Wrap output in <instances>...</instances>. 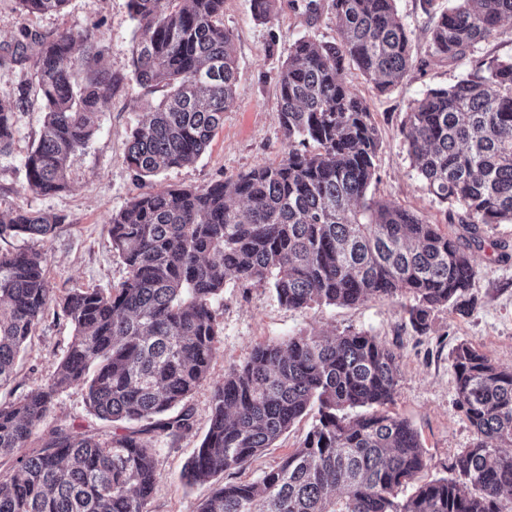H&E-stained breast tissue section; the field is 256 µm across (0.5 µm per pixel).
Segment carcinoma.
Masks as SVG:
<instances>
[{
  "instance_id": "obj_1",
  "label": "carcinoma",
  "mask_w": 512,
  "mask_h": 512,
  "mask_svg": "<svg viewBox=\"0 0 512 512\" xmlns=\"http://www.w3.org/2000/svg\"><path fill=\"white\" fill-rule=\"evenodd\" d=\"M68 0H19L22 10H61ZM138 38L133 77L168 88L133 130L126 162L136 181L182 166L209 146L233 104L236 66L224 0H130ZM395 0H335L341 44L301 38L278 74L277 120L286 141L277 164H260L204 188L173 187L133 197L112 216V250L127 269L116 288L74 289L57 298L45 258L0 252V386L46 308L57 302L74 335L37 390L0 404V512H150L154 442L193 429L189 399L207 379L219 338L212 301L231 276L267 285L283 306H356L414 298L418 332L432 313L467 312L462 297L478 271L470 248L416 213L370 193L380 136L366 100L347 82L353 64L375 87H395L412 67L411 42ZM512 0H454L429 30L432 52L457 62L502 22ZM85 52L74 55L76 43ZM97 27L38 35L23 27L0 54L10 72L34 60L35 93L19 85L0 104V153L13 138V109L39 105L43 131L24 161L31 190L67 187V164L97 129L100 104L123 81L101 65ZM401 133L427 190L458 207L473 245L482 224L512 223V58H482L456 83L416 100ZM56 221L17 210L4 236H42ZM456 407L473 428L451 476L398 498L427 467L420 438L384 407L398 385L397 354L365 332L290 336L260 343L215 386L208 431L185 467L189 484L215 481L198 512H503L512 496V370L467 343L452 354ZM80 386L91 414L110 423L101 439L58 425L32 455L54 399ZM317 410L302 445L252 482H224Z\"/></svg>"
}]
</instances>
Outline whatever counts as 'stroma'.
<instances>
[{"label": "stroma", "instance_id": "1", "mask_svg": "<svg viewBox=\"0 0 512 512\" xmlns=\"http://www.w3.org/2000/svg\"><path fill=\"white\" fill-rule=\"evenodd\" d=\"M318 12L306 16L292 9L288 0H277L267 22L257 21L251 0H224V25L233 33L232 50L237 66L235 99L202 156L194 162L163 171L151 181L154 189L170 186L205 187L235 178L239 173L266 163L278 162L285 149L277 121L279 70L290 47L301 38L319 43H340L334 0H317ZM449 0H395L397 12L412 41L413 67L395 87L377 91L357 68L347 71L350 86L364 97L380 135L375 159V197L405 207L423 219L441 225L450 236L469 242L462 213L430 195L408 155L402 125L416 99L428 89L455 83L484 56L512 57V20L503 22L475 55L451 63L433 56L429 43V11H443ZM97 26L105 52L101 63L127 76L126 85L112 95L98 114L97 131L89 145L75 153L68 169V188L54 195L32 191L26 181L24 160L36 145L44 113L33 107L17 112L12 145L0 154V217L23 209L57 218L54 231L45 237L0 239V251L25 248L47 258V280L55 294L80 288L104 291L118 286L126 269L113 252L108 224L113 214L126 207L140 191L125 162L132 129L164 95L160 88H143L130 81L132 46L137 26L129 0H69L59 12L29 14L17 0H0V48L13 42L20 28L47 33L80 31ZM487 243L505 244L509 256L495 260L489 250H478V269L472 290L475 304L461 316L441 308L432 315L429 330L417 333L409 322L411 295L371 299L356 306L315 305L306 309L282 306L266 286L244 285L227 278L223 293L213 302L220 336L206 381L191 396L194 429L178 440L158 438V479L151 512H198L211 487L186 484L185 464L199 447L211 415L214 387L225 371L244 362L253 347L291 336H333L362 331L376 336L399 356V383L391 413L408 420L418 432L428 461L405 492L436 477L448 475L454 458L468 448L473 429L457 411L455 375L451 355L457 345L470 344L497 364L512 369V223L483 228ZM74 333L59 307H49L21 353L12 381L0 388V402L15 401L44 385L65 354ZM77 422L94 434L105 433L106 423L90 415L84 392L75 386L59 394L45 426ZM314 422L305 416L273 447L255 457L241 477L259 479L280 459L298 447Z\"/></svg>", "mask_w": 512, "mask_h": 512}]
</instances>
